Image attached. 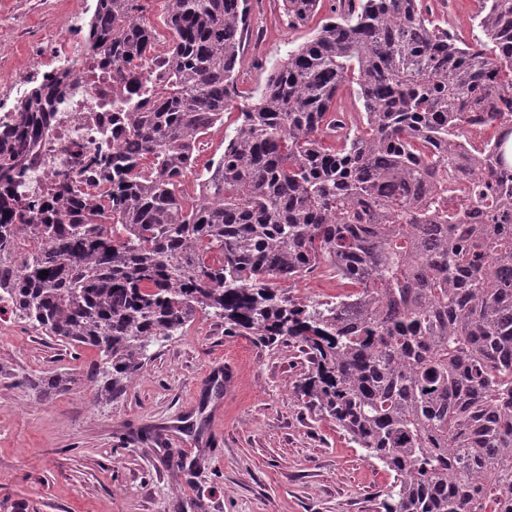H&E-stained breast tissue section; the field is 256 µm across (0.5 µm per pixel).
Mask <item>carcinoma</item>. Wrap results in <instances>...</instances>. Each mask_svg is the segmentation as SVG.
Wrapping results in <instances>:
<instances>
[{"label": "carcinoma", "instance_id": "carcinoma-1", "mask_svg": "<svg viewBox=\"0 0 512 512\" xmlns=\"http://www.w3.org/2000/svg\"><path fill=\"white\" fill-rule=\"evenodd\" d=\"M439 3L336 0L256 97L248 0H166L161 33L145 0H95L90 52L117 80L134 62L160 77L112 103L125 144L97 197L72 176L48 200L13 194L70 72L0 124V302L97 348L114 397L199 310L226 335L292 340L311 364L300 400L393 473L384 512H512V0H482L470 42ZM320 4L281 0L282 16ZM233 109L203 197H185ZM323 265L351 291L310 305L281 287ZM237 116V112H231L229 115L224 116V127L212 130L206 137L203 139V145H201L199 151V158L197 162V166L195 168L194 175L195 179L194 184L197 185L199 178V174L203 172L204 164L213 158H217L224 151V133L226 130V126L231 123L235 117Z\"/></svg>", "mask_w": 512, "mask_h": 512}]
</instances>
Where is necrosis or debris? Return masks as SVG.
Returning a JSON list of instances; mask_svg holds the SVG:
<instances>
[{
    "label": "necrosis or debris",
    "instance_id": "4bbe7bcc",
    "mask_svg": "<svg viewBox=\"0 0 512 512\" xmlns=\"http://www.w3.org/2000/svg\"><path fill=\"white\" fill-rule=\"evenodd\" d=\"M82 32L78 18H71L54 52L31 54L32 73L46 78L62 66L71 72L67 99L50 118L17 188L31 201L47 198L59 177L69 173L80 174L85 193L97 195L108 186L93 159L117 144L112 136V69L86 54Z\"/></svg>",
    "mask_w": 512,
    "mask_h": 512
}]
</instances>
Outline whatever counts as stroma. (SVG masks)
<instances>
[{
    "instance_id": "stroma-1",
    "label": "stroma",
    "mask_w": 512,
    "mask_h": 512,
    "mask_svg": "<svg viewBox=\"0 0 512 512\" xmlns=\"http://www.w3.org/2000/svg\"><path fill=\"white\" fill-rule=\"evenodd\" d=\"M250 4L263 34L242 74L257 91L331 4L293 28L277 0ZM92 10L86 0H0V74L28 69L31 44ZM287 288L303 303L345 292L326 267ZM100 359L0 316V512H381L393 474L298 401L310 370L299 344L228 336L223 319L200 312L115 399L90 372ZM229 361L232 390L215 393L205 374ZM54 375L61 388L44 389Z\"/></svg>"
}]
</instances>
